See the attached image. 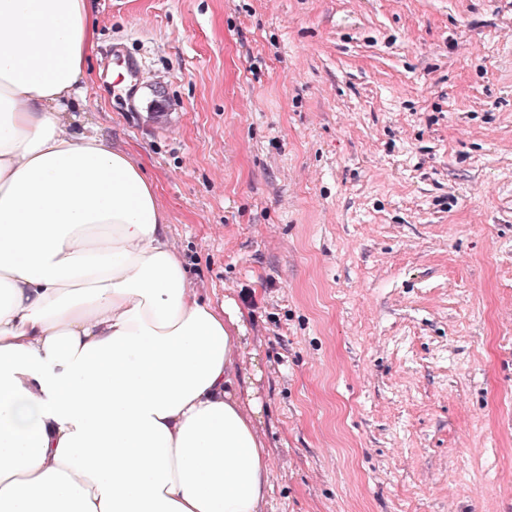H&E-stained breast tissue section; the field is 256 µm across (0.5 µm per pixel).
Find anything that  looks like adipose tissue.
I'll return each mask as SVG.
<instances>
[{"mask_svg": "<svg viewBox=\"0 0 512 512\" xmlns=\"http://www.w3.org/2000/svg\"><path fill=\"white\" fill-rule=\"evenodd\" d=\"M91 0H0V512H263L243 312L201 301L155 183L67 116Z\"/></svg>", "mask_w": 512, "mask_h": 512, "instance_id": "ef3b65f1", "label": "adipose tissue"}]
</instances>
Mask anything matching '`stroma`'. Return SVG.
I'll return each mask as SVG.
<instances>
[{
  "label": "stroma",
  "instance_id": "1",
  "mask_svg": "<svg viewBox=\"0 0 512 512\" xmlns=\"http://www.w3.org/2000/svg\"><path fill=\"white\" fill-rule=\"evenodd\" d=\"M76 126L245 314L266 512H512V0H95ZM141 56L117 91L113 43Z\"/></svg>",
  "mask_w": 512,
  "mask_h": 512
}]
</instances>
